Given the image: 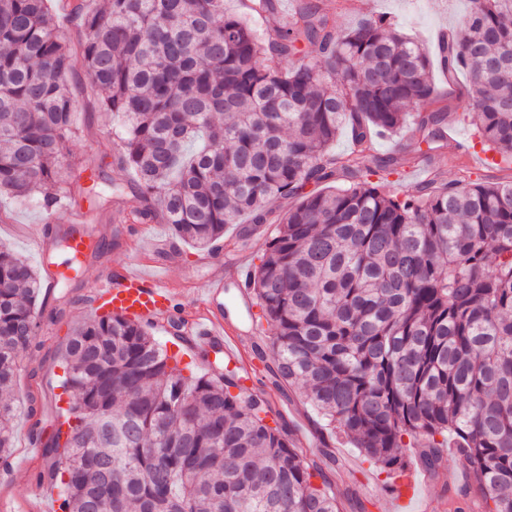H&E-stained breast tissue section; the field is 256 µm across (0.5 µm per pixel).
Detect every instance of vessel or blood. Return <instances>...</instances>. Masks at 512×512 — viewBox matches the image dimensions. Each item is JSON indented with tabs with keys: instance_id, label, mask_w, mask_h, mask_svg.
I'll use <instances>...</instances> for the list:
<instances>
[{
	"instance_id": "obj_1",
	"label": "vessel or blood",
	"mask_w": 512,
	"mask_h": 512,
	"mask_svg": "<svg viewBox=\"0 0 512 512\" xmlns=\"http://www.w3.org/2000/svg\"><path fill=\"white\" fill-rule=\"evenodd\" d=\"M230 284L238 288L242 302H249L248 270L244 263H216L208 275L203 301L206 313L201 317L189 318L188 323L193 331L191 345L219 347L225 358L233 361L240 351V342L225 318L223 308L215 304L216 298ZM92 294L95 309H103L144 323L173 314L177 298L167 280L128 266L114 269L107 277L95 280Z\"/></svg>"
}]
</instances>
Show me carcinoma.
<instances>
[{
  "instance_id": "cac0c4a2",
  "label": "carcinoma",
  "mask_w": 512,
  "mask_h": 512,
  "mask_svg": "<svg viewBox=\"0 0 512 512\" xmlns=\"http://www.w3.org/2000/svg\"><path fill=\"white\" fill-rule=\"evenodd\" d=\"M274 19L277 0H242ZM0 0V196L73 206L85 168L63 161L81 99L123 121L120 181L94 175L86 199L129 193L142 220L196 249L225 242L272 196L296 199L249 281L267 326L278 390L308 402L377 467L406 468L420 447L469 467L461 495L512 512V179L384 191L426 165L448 109L431 59L381 16L340 32L323 0L262 38L224 0ZM317 47L311 54L307 47ZM81 63L90 83L72 82ZM440 63L469 81V113L493 166L512 172V0H476ZM415 110L406 142L381 155ZM349 131L352 149L330 145ZM427 149H422V145ZM343 173L345 187L308 191ZM105 187H99V180ZM70 253L56 284L84 261ZM41 279L0 246V459L11 456L10 393L37 336ZM67 432L45 442L59 512H338L336 493L265 398L219 366L198 375L140 322L92 316L71 327L61 382ZM321 479V484L314 479Z\"/></svg>"
}]
</instances>
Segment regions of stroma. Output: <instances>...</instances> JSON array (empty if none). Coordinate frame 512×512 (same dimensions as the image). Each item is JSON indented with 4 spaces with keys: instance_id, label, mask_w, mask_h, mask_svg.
I'll return each mask as SVG.
<instances>
[{
    "instance_id": "1",
    "label": "stroma",
    "mask_w": 512,
    "mask_h": 512,
    "mask_svg": "<svg viewBox=\"0 0 512 512\" xmlns=\"http://www.w3.org/2000/svg\"><path fill=\"white\" fill-rule=\"evenodd\" d=\"M354 3L355 11L337 14L338 30L347 31L356 24L360 13L368 12L386 17L398 32L427 46L433 45L440 31L458 30L461 18L473 7L472 0H354ZM430 80L448 105V123L455 131L454 138L443 149L448 163L440 170V179L451 181L465 174L488 182L511 179L512 173L491 167L480 158L481 149L476 145L473 128L459 107L460 98L467 94L466 75L461 73L450 80L435 68L430 72ZM76 123L79 132L71 144L72 162L107 171L111 158L102 129L111 125V118L82 102L77 107ZM86 188V182L75 184L76 205L52 213L45 212L34 200L0 199V245L26 257L38 274L63 270L66 253L55 248L42 253L29 230L35 224H51L61 232L78 222L88 207ZM95 228L111 241L112 247L98 257L86 255L82 283L72 289L70 303H50L43 297L37 300L40 329L34 347L25 354L28 371L18 379L14 389V448L8 460H0V498L25 497L31 486L48 476L50 460L43 448L31 445L29 433L36 430L50 435L59 417L68 331L93 312V296L86 288L87 282L128 263L143 271L163 273L180 289V308L193 313L200 310L199 298L206 285L208 267L217 259L215 251H200L177 241L165 224L152 225L149 236H139L138 224L131 219L124 199L116 196L100 211ZM242 356L253 367L246 387L269 399L275 411H286V420L294 432L310 430L324 434L335 455L334 461L326 463L325 472L336 486L341 512H358L362 507L367 512H392L387 495L369 493L370 488L386 486V476L379 474L344 435L327 426L297 389L283 395L273 387L263 366L264 361L274 358L269 337L261 335L255 342L246 344ZM406 456L409 469L418 481L413 512H425L429 507L448 512V501L454 496L448 472L458 469V462L451 459L436 470L427 471L419 464L415 449H408Z\"/></svg>"
}]
</instances>
